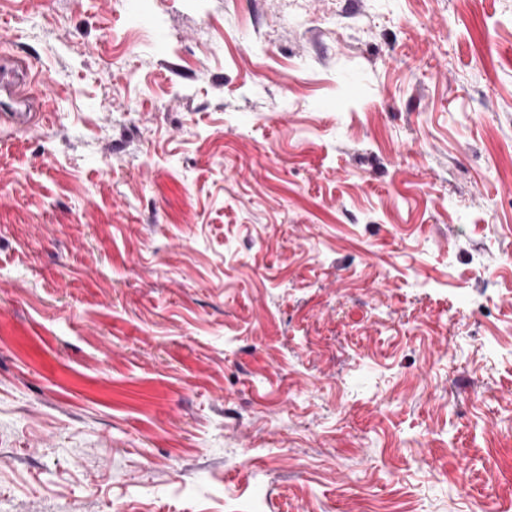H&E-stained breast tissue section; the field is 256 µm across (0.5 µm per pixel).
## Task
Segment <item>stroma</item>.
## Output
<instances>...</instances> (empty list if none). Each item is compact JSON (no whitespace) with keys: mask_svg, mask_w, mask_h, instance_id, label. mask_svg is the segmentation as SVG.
Returning a JSON list of instances; mask_svg holds the SVG:
<instances>
[{"mask_svg":"<svg viewBox=\"0 0 512 512\" xmlns=\"http://www.w3.org/2000/svg\"><path fill=\"white\" fill-rule=\"evenodd\" d=\"M0 512H512V0H0ZM30 81L28 71L14 62H4L0 64V97L4 95V101H0L3 107L1 119L23 125L28 120V112L33 107V102L25 94L24 88Z\"/></svg>","mask_w":512,"mask_h":512,"instance_id":"1","label":"stroma"}]
</instances>
